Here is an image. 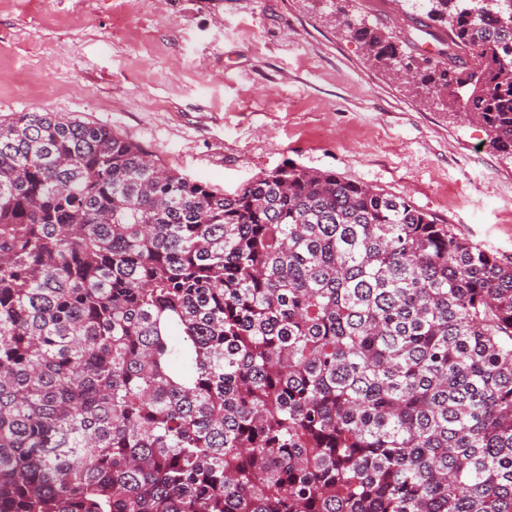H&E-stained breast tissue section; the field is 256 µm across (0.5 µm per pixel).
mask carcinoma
I'll return each mask as SVG.
<instances>
[{"label":"carcinoma","mask_w":512,"mask_h":512,"mask_svg":"<svg viewBox=\"0 0 512 512\" xmlns=\"http://www.w3.org/2000/svg\"><path fill=\"white\" fill-rule=\"evenodd\" d=\"M376 65L512 157V0ZM0 512H512V263L286 165L227 194L116 130L0 114Z\"/></svg>","instance_id":"carcinoma-1"}]
</instances>
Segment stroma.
<instances>
[{
    "label": "stroma",
    "mask_w": 512,
    "mask_h": 512,
    "mask_svg": "<svg viewBox=\"0 0 512 512\" xmlns=\"http://www.w3.org/2000/svg\"><path fill=\"white\" fill-rule=\"evenodd\" d=\"M403 38L400 0H348ZM116 129L234 192L288 163L408 197L512 261V161L372 65L325 0H0V113Z\"/></svg>",
    "instance_id": "obj_1"
}]
</instances>
